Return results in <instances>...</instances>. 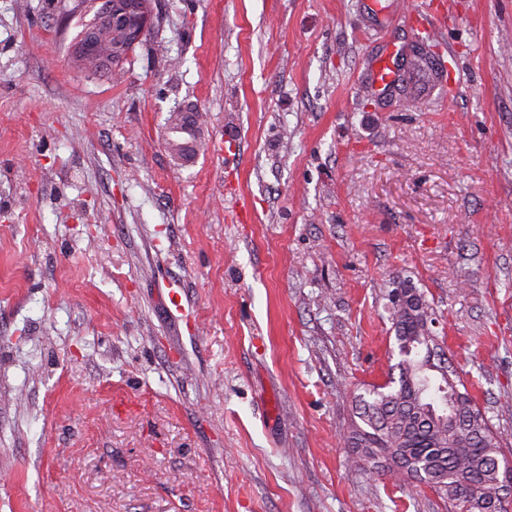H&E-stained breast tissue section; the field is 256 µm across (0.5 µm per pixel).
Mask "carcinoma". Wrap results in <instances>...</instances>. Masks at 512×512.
I'll use <instances>...</instances> for the list:
<instances>
[{
  "instance_id": "1",
  "label": "carcinoma",
  "mask_w": 512,
  "mask_h": 512,
  "mask_svg": "<svg viewBox=\"0 0 512 512\" xmlns=\"http://www.w3.org/2000/svg\"><path fill=\"white\" fill-rule=\"evenodd\" d=\"M74 38L78 44L93 33L104 52L121 37L99 26L91 0ZM168 148L178 156L194 151L196 131L179 111L167 117ZM388 310L396 334L398 379L386 388L357 397V421L346 437L359 460L372 468L393 467L399 479L436 481L448 512H512L507 505L489 504L501 483L497 463L504 459L501 441L477 407L463 382L438 357L432 318L423 295L403 280L388 294Z\"/></svg>"
}]
</instances>
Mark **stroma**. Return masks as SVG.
Instances as JSON below:
<instances>
[{"instance_id":"stroma-1","label":"stroma","mask_w":512,"mask_h":512,"mask_svg":"<svg viewBox=\"0 0 512 512\" xmlns=\"http://www.w3.org/2000/svg\"><path fill=\"white\" fill-rule=\"evenodd\" d=\"M416 2L151 0L117 82L0 0V512H448L345 444L399 280L512 459V0ZM181 113V111H172L166 119L170 134L168 148L177 156H184L194 151V143L196 144V130H193V124L196 122L186 125Z\"/></svg>"}]
</instances>
